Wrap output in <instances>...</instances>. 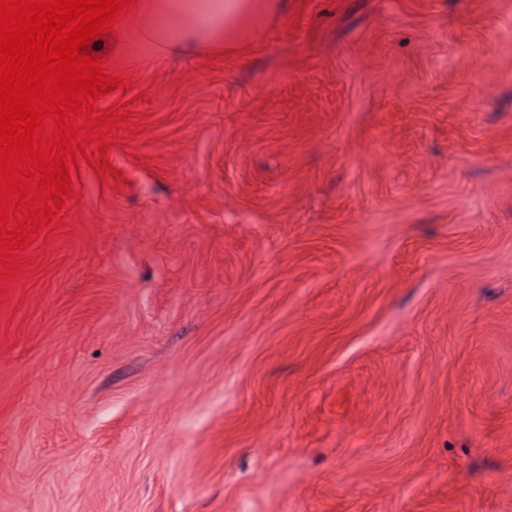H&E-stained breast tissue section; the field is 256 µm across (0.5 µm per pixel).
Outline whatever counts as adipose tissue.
Segmentation results:
<instances>
[{
  "mask_svg": "<svg viewBox=\"0 0 512 512\" xmlns=\"http://www.w3.org/2000/svg\"><path fill=\"white\" fill-rule=\"evenodd\" d=\"M274 0H136L127 41L144 67L185 47L205 51L244 16L274 8Z\"/></svg>",
  "mask_w": 512,
  "mask_h": 512,
  "instance_id": "obj_1",
  "label": "adipose tissue"
}]
</instances>
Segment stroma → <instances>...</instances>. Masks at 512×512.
<instances>
[{
    "label": "stroma",
    "instance_id": "35a3bbf8",
    "mask_svg": "<svg viewBox=\"0 0 512 512\" xmlns=\"http://www.w3.org/2000/svg\"><path fill=\"white\" fill-rule=\"evenodd\" d=\"M0 289V512H512V0H280L131 64Z\"/></svg>",
    "mask_w": 512,
    "mask_h": 512
}]
</instances>
